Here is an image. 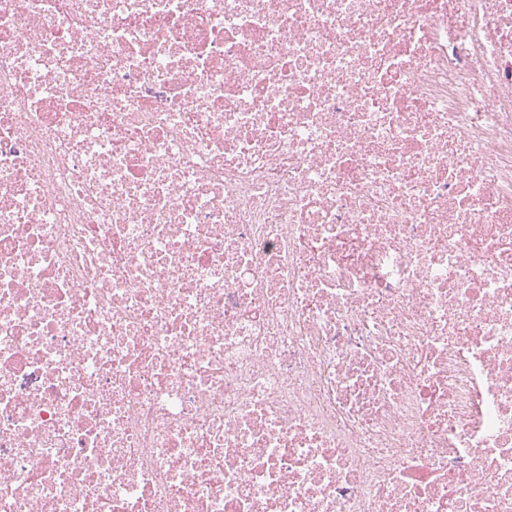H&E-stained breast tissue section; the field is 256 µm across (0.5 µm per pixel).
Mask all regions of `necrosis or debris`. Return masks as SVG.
<instances>
[{
    "label": "necrosis or debris",
    "mask_w": 512,
    "mask_h": 512,
    "mask_svg": "<svg viewBox=\"0 0 512 512\" xmlns=\"http://www.w3.org/2000/svg\"><path fill=\"white\" fill-rule=\"evenodd\" d=\"M0 512H512V0H0Z\"/></svg>",
    "instance_id": "obj_1"
}]
</instances>
